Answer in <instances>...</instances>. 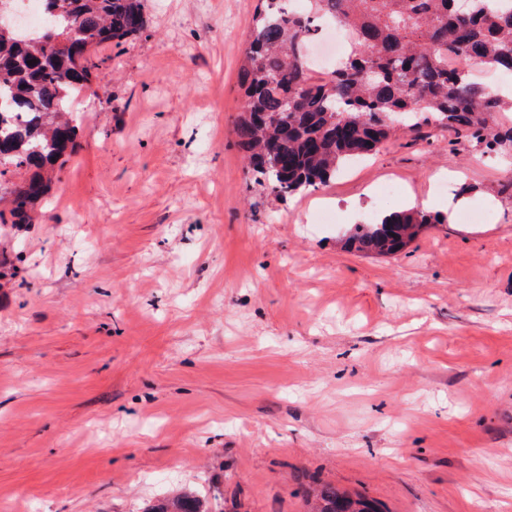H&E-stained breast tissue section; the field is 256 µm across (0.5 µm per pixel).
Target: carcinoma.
<instances>
[{"instance_id":"cac0c4a2","label":"carcinoma","mask_w":512,"mask_h":512,"mask_svg":"<svg viewBox=\"0 0 512 512\" xmlns=\"http://www.w3.org/2000/svg\"><path fill=\"white\" fill-rule=\"evenodd\" d=\"M240 71L243 113L236 124L248 170L287 197L326 182L347 161L372 155L399 114L430 112L440 125L494 153L512 145V127L495 130V112L512 96L487 92L469 69L478 64L512 76V0H260ZM41 28L0 31V157L22 172L0 224H30L50 190L56 165L76 152V126L64 118L92 83L91 54L147 27L143 0H41ZM316 19L353 33L349 54L325 77L314 76L305 44ZM458 66L448 71L447 57ZM448 216L421 209L384 214L350 229L345 245L394 255L426 224ZM149 512H205L191 492ZM311 512H378L364 497L331 484L313 490Z\"/></svg>"}]
</instances>
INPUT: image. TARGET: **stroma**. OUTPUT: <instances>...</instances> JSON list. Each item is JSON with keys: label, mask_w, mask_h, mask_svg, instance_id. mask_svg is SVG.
I'll use <instances>...</instances> for the list:
<instances>
[{"label": "stroma", "mask_w": 512, "mask_h": 512, "mask_svg": "<svg viewBox=\"0 0 512 512\" xmlns=\"http://www.w3.org/2000/svg\"><path fill=\"white\" fill-rule=\"evenodd\" d=\"M259 0H145L98 51L80 147L32 224L0 228V504L512 512V146L400 127L278 198L245 166L240 68ZM395 179L407 192L382 198ZM424 205L400 254L352 225ZM311 512H378L363 496L353 497L331 484H318L313 490ZM146 512H205L202 502L191 492L173 494Z\"/></svg>", "instance_id": "1"}]
</instances>
